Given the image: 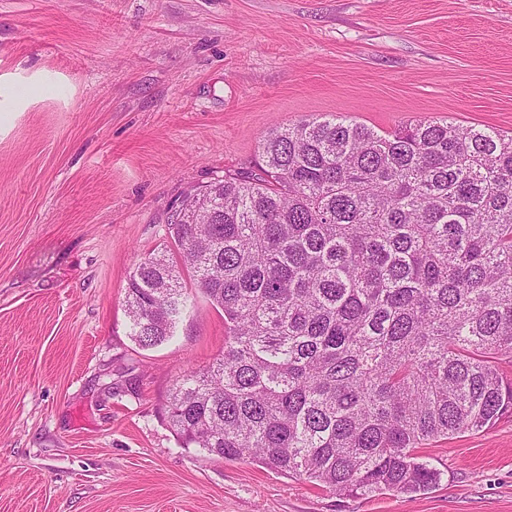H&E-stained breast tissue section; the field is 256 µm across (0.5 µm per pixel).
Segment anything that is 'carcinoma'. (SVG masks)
I'll use <instances>...</instances> for the list:
<instances>
[{
    "instance_id": "1",
    "label": "carcinoma",
    "mask_w": 512,
    "mask_h": 512,
    "mask_svg": "<svg viewBox=\"0 0 512 512\" xmlns=\"http://www.w3.org/2000/svg\"><path fill=\"white\" fill-rule=\"evenodd\" d=\"M260 153L194 190L129 274L143 349L189 283L224 315V355L176 381L168 423L184 448L340 496L430 489L417 449L512 417V135L325 115Z\"/></svg>"
}]
</instances>
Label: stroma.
Masks as SVG:
<instances>
[{
  "label": "stroma",
  "instance_id": "1",
  "mask_svg": "<svg viewBox=\"0 0 512 512\" xmlns=\"http://www.w3.org/2000/svg\"><path fill=\"white\" fill-rule=\"evenodd\" d=\"M0 512H512V417L424 445L427 491H322L180 447L173 381L224 351L198 291L129 336L128 277L183 192L333 114L512 134V0H0Z\"/></svg>",
  "mask_w": 512,
  "mask_h": 512
}]
</instances>
